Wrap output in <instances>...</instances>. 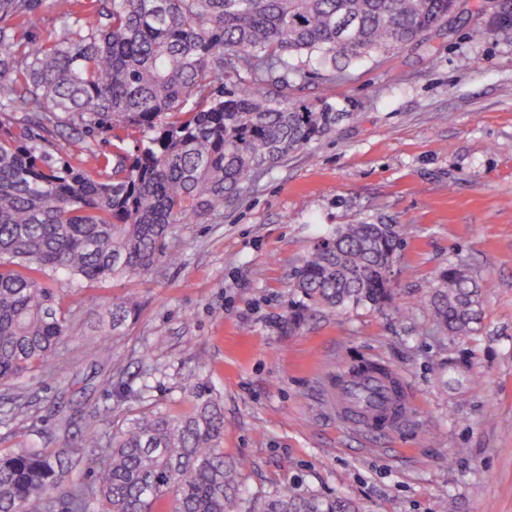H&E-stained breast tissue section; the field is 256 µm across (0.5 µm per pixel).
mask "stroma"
Instances as JSON below:
<instances>
[{"label":"stroma","mask_w":512,"mask_h":512,"mask_svg":"<svg viewBox=\"0 0 512 512\" xmlns=\"http://www.w3.org/2000/svg\"><path fill=\"white\" fill-rule=\"evenodd\" d=\"M495 3L462 0L452 36L297 84L293 100L343 120L210 223L178 225V265L80 288L48 277L70 327L50 366L0 385V451L63 448L150 407L186 413L205 388L225 457L247 462L246 495L289 485L359 512H512V44L469 36ZM358 222L402 231L395 302L298 311L295 270ZM457 264L480 314L443 336L429 303ZM131 296L140 313L113 332L112 305ZM366 360L405 375L414 400L403 428L371 440L337 422L323 389Z\"/></svg>","instance_id":"obj_1"}]
</instances>
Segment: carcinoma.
<instances>
[{
  "label": "carcinoma",
  "instance_id": "carcinoma-1",
  "mask_svg": "<svg viewBox=\"0 0 512 512\" xmlns=\"http://www.w3.org/2000/svg\"><path fill=\"white\" fill-rule=\"evenodd\" d=\"M45 0H0V384L44 366L70 314L44 279L105 283L179 261V224H208L251 179L329 134L338 112H316L288 89L319 65L325 82L445 28L460 0H51L55 32L37 36ZM512 43V19L476 29ZM76 131L74 167L52 154ZM133 155H108L134 134ZM400 231L343 224L321 237L294 275L302 308L381 307ZM479 288L443 271L431 298L437 333L466 331ZM138 314L112 305V331ZM185 415L159 408L73 448L0 454V512H353L342 500L280 487L252 501L224 458V413L206 393ZM89 484L62 485L84 449Z\"/></svg>",
  "mask_w": 512,
  "mask_h": 512
}]
</instances>
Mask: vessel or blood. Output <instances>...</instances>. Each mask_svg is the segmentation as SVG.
I'll return each mask as SVG.
<instances>
[{
    "label": "vessel or blood",
    "instance_id": "1",
    "mask_svg": "<svg viewBox=\"0 0 512 512\" xmlns=\"http://www.w3.org/2000/svg\"><path fill=\"white\" fill-rule=\"evenodd\" d=\"M334 409L337 419L350 430L393 432L411 411L407 381L396 371L384 374L374 362H365L361 372L337 382Z\"/></svg>",
    "mask_w": 512,
    "mask_h": 512
}]
</instances>
